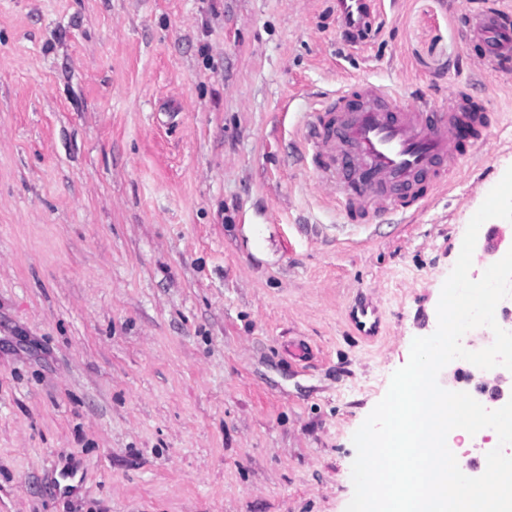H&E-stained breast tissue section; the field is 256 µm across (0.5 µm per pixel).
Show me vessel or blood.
<instances>
[{
	"label": "vessel or blood",
	"instance_id": "vessel-or-blood-1",
	"mask_svg": "<svg viewBox=\"0 0 512 512\" xmlns=\"http://www.w3.org/2000/svg\"><path fill=\"white\" fill-rule=\"evenodd\" d=\"M347 29L363 27L377 0H337ZM502 9L467 17L466 40L482 45L485 64L512 63V24ZM393 94L366 79L348 85L316 108L304 139L318 186L334 193L343 219L355 213L406 214L427 200L417 190L446 187L459 159L481 146L490 124L465 90L448 92L446 105L417 99L399 108Z\"/></svg>",
	"mask_w": 512,
	"mask_h": 512
}]
</instances>
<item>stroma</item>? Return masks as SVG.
I'll list each match as a JSON object with an SVG mask.
<instances>
[{
  "mask_svg": "<svg viewBox=\"0 0 512 512\" xmlns=\"http://www.w3.org/2000/svg\"><path fill=\"white\" fill-rule=\"evenodd\" d=\"M460 6L353 40L336 0H0V512H346L512 165V70ZM364 79L494 119L413 216L344 225L300 127Z\"/></svg>",
  "mask_w": 512,
  "mask_h": 512,
  "instance_id": "stroma-1",
  "label": "stroma"
}]
</instances>
